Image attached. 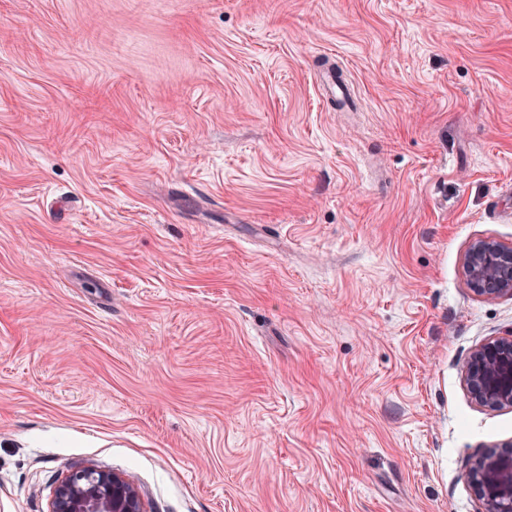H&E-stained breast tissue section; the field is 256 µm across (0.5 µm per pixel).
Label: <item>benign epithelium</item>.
Segmentation results:
<instances>
[{
  "label": "benign epithelium",
  "instance_id": "benign-epithelium-1",
  "mask_svg": "<svg viewBox=\"0 0 512 512\" xmlns=\"http://www.w3.org/2000/svg\"><path fill=\"white\" fill-rule=\"evenodd\" d=\"M471 290L486 298L512 297V245L480 239L463 258ZM474 400L490 408L512 407V336L477 346L463 370ZM467 481L486 512H512V448H491L470 466ZM49 512H146L137 490L121 474L92 466L67 474L57 486Z\"/></svg>",
  "mask_w": 512,
  "mask_h": 512
}]
</instances>
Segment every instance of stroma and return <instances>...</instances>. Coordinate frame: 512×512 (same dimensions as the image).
Listing matches in <instances>:
<instances>
[{"label":"stroma","mask_w":512,"mask_h":512,"mask_svg":"<svg viewBox=\"0 0 512 512\" xmlns=\"http://www.w3.org/2000/svg\"><path fill=\"white\" fill-rule=\"evenodd\" d=\"M511 190L512 0H0V512H485ZM318 71L327 92V100H344L351 95V87L344 70L337 63L329 59L322 60ZM463 265L469 287L478 296L512 297V245L477 240L465 253ZM463 382L479 405L511 408L512 336H499L477 346L464 367ZM49 512H146L137 490L121 474L92 466L67 474Z\"/></svg>","instance_id":"stroma-1"}]
</instances>
